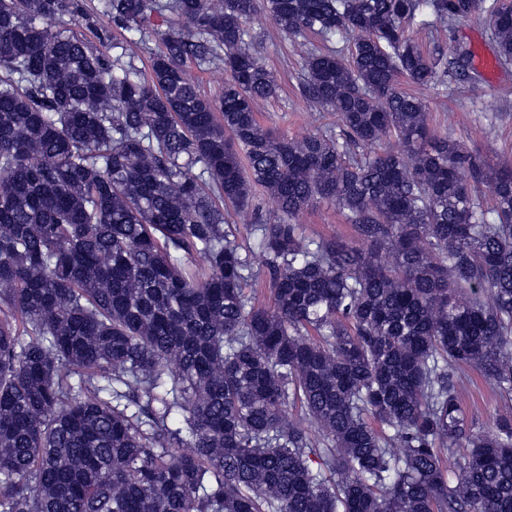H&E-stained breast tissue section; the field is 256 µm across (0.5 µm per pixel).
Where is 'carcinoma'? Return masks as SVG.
I'll return each instance as SVG.
<instances>
[{"mask_svg":"<svg viewBox=\"0 0 512 512\" xmlns=\"http://www.w3.org/2000/svg\"><path fill=\"white\" fill-rule=\"evenodd\" d=\"M75 8L0 0V512H512V405L482 435L458 397L464 365L512 393V164L395 88L477 83L470 49L426 53L413 25L483 12L511 64L512 4L103 0L128 32L166 24L148 78L129 42L110 58L64 28ZM257 13L339 130L259 123ZM189 63L224 65L222 95ZM321 202L367 248L306 236Z\"/></svg>","mask_w":512,"mask_h":512,"instance_id":"obj_1","label":"carcinoma"}]
</instances>
